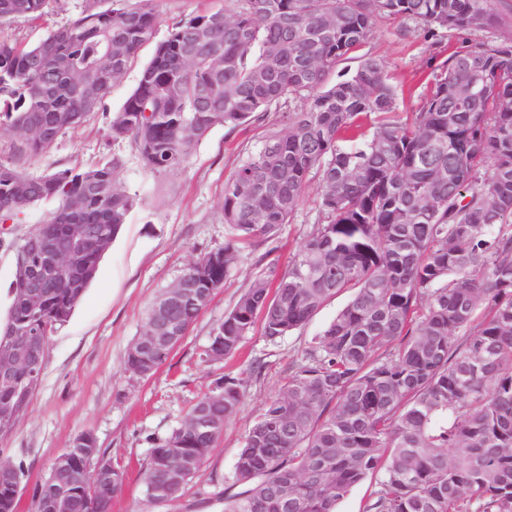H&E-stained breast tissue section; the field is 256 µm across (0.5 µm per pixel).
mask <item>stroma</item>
<instances>
[{
    "label": "stroma",
    "mask_w": 512,
    "mask_h": 512,
    "mask_svg": "<svg viewBox=\"0 0 512 512\" xmlns=\"http://www.w3.org/2000/svg\"><path fill=\"white\" fill-rule=\"evenodd\" d=\"M82 5L83 0H51L46 20L19 18L4 33L25 45L37 43L49 27L74 19ZM224 5L225 0H155L159 23L154 38L162 40L183 17ZM510 38L512 14L496 26L466 32L431 28L410 17L382 16L364 50L385 64L397 91V113L406 120L420 110L435 66L451 51ZM284 129L275 108L233 129L214 127L180 169L155 176L144 169L130 142H108L106 120L99 115L63 135L50 153L31 159L29 171L39 174L62 164L89 166L119 153L124 159L120 179L137 193L138 203L71 319L49 337L41 379L25 414L12 431L0 434V465L23 466L29 489L47 477L54 459L75 435L89 431L106 456L127 469L112 512H186L191 504L197 512H224L221 495L234 482L248 430L264 404L281 392L289 364L302 358L349 300L348 295H337L305 326L277 343L267 342L256 328L233 356L213 361L205 354L214 325L253 279L271 265L285 270L314 224L321 222L317 179H310L289 223L244 250L223 288L152 376L125 372L124 358L158 295L200 253L223 246L225 180L248 151ZM256 360L263 366L258 375L250 371ZM227 374L244 384L241 403L222 437L178 500L162 507L150 504L140 469L148 459L151 438L179 426L199 397Z\"/></svg>",
    "instance_id": "1"
}]
</instances>
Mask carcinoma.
Segmentation results:
<instances>
[{
    "mask_svg": "<svg viewBox=\"0 0 512 512\" xmlns=\"http://www.w3.org/2000/svg\"><path fill=\"white\" fill-rule=\"evenodd\" d=\"M51 0H0V28L37 20ZM175 23L140 70L135 89L106 115L112 143L131 141L144 168H181L216 126H238L290 97L286 130L270 135L224 182V246L178 277L191 296L152 303L128 349L132 374L152 376L175 344L154 339L166 321L186 334L240 259L239 244L288 223L311 174L323 223L279 273L261 272L212 330L207 356L233 355L261 325L275 343L330 298H351L267 401L235 465L240 491L224 512H336L354 486L377 489L363 512H512V40L463 47L433 74L422 111L396 117L383 62L359 52L381 15L450 31L483 29L512 10L507 0H232ZM154 0H84L80 13L34 45L0 36V127L15 136L0 158V249L14 254L11 304L0 338L50 336L63 327L137 204L120 179L122 157L34 175L27 162L104 109L112 83L154 35ZM473 85L460 91V72ZM56 203L22 235L27 211ZM100 241L75 255L74 284L36 294L26 250L45 236L72 254L71 230ZM394 347L392 356L385 353ZM44 355L0 384V405L26 410ZM242 399L224 376L185 422L151 442L143 472L149 503L177 500ZM191 459L175 486L172 453ZM101 462L96 468L88 460ZM126 470L88 433L73 438L32 491L33 512H102ZM22 468L0 465V512H17Z\"/></svg>",
    "mask_w": 512,
    "mask_h": 512,
    "instance_id": "obj_1",
    "label": "carcinoma"
}]
</instances>
